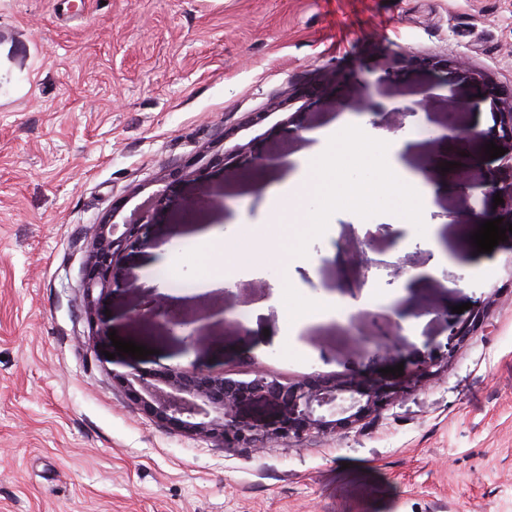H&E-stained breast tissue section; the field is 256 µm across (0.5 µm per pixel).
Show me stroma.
Returning a JSON list of instances; mask_svg holds the SVG:
<instances>
[{
  "label": "stroma",
  "instance_id": "obj_1",
  "mask_svg": "<svg viewBox=\"0 0 512 512\" xmlns=\"http://www.w3.org/2000/svg\"><path fill=\"white\" fill-rule=\"evenodd\" d=\"M0 512H512V237L467 268L477 218L512 222L480 188L495 161L470 168L471 191L439 194L432 217L445 260L418 288L398 286L425 266L428 228L382 233L386 203L364 221L267 208L307 156V135L279 130L286 97L309 100L313 130L341 115L377 112L368 137L414 141L399 153L410 173L450 149L441 133L493 126L490 103L512 95V0H0ZM414 59L394 64L396 53ZM264 113L256 125L248 118ZM232 137L215 143L218 131ZM252 143L262 164L219 156ZM176 205L154 210L150 243L124 251L114 286L80 313L90 225L124 223L159 178ZM239 225L204 245L195 225ZM346 256L328 258L329 247ZM250 253L256 272L201 289L202 272ZM177 253L165 288L149 258ZM313 267L273 304L297 256ZM365 303L297 322L349 292ZM268 302L279 342L238 335L235 320ZM486 307L483 325L453 343V306ZM402 305L400 336L381 354L360 341L366 316ZM200 332L172 328L161 310ZM108 332L94 336L93 323ZM150 349L135 359L113 339ZM453 359L437 379L341 441H275L261 454L221 448L163 426L128 400L114 376L176 364L284 379L348 372L367 380L398 364Z\"/></svg>",
  "mask_w": 512,
  "mask_h": 512
}]
</instances>
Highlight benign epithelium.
I'll list each match as a JSON object with an SVG mask.
<instances>
[{"label": "benign epithelium", "instance_id": "7a95c632", "mask_svg": "<svg viewBox=\"0 0 512 512\" xmlns=\"http://www.w3.org/2000/svg\"><path fill=\"white\" fill-rule=\"evenodd\" d=\"M496 108L494 123L506 150L496 161L506 177L489 179L482 188L489 195L500 194L504 200L502 207L512 213V99L498 102ZM281 125L287 135L309 130L297 112ZM231 154L245 168L263 161L249 142L234 145ZM174 202L170 185L165 184L150 197L149 207L135 221L90 225L82 279L83 309L87 316L95 314L98 296L111 288L110 269L121 252L148 245L149 210ZM401 315L402 306L398 305L389 314L370 316L372 332L364 340L375 345L374 353L386 348ZM484 319L485 312L479 308L466 320L449 323L450 335L461 341L473 335ZM438 371V363L429 361L407 368L396 380L367 383L346 375H318L292 382L261 371L247 378H233L193 366H173L160 373L133 368L115 378L157 421L173 425L194 438L215 441L226 448H250L259 454L268 443L278 440L301 441L316 435L339 441L366 420L381 416L408 392L434 382ZM250 406L269 407L272 414L248 417L244 410Z\"/></svg>", "mask_w": 512, "mask_h": 512}]
</instances>
